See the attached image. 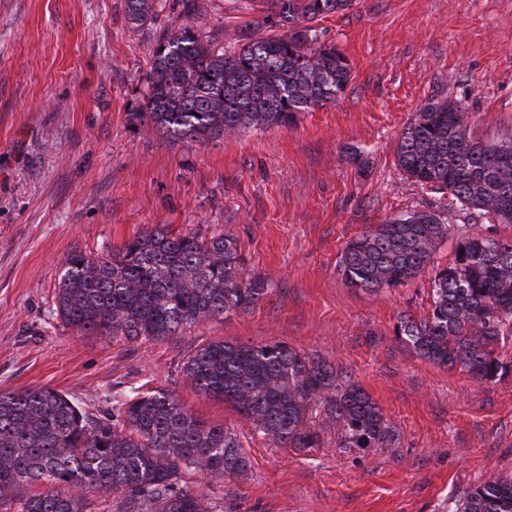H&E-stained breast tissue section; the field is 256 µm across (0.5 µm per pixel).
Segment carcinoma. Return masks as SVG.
<instances>
[{"mask_svg":"<svg viewBox=\"0 0 512 512\" xmlns=\"http://www.w3.org/2000/svg\"><path fill=\"white\" fill-rule=\"evenodd\" d=\"M353 0H275L267 17L288 34L246 43L233 52L212 46L186 23L158 44L145 112L152 133L171 142H208L242 127L287 126L297 114L345 91L347 58L317 42L314 22ZM128 23L153 17V0H126ZM408 178L463 206L512 224V138L473 137L468 115L441 100L424 105L396 149ZM450 225L415 211L349 240L340 266L353 287L378 291L409 282L431 263ZM428 315L400 320L398 336L421 358L461 366L491 379L506 371L497 349L512 338V241L465 235L448 266L436 271ZM267 296L230 235L208 239L142 231L106 255L72 252L63 265L56 313L85 334L130 341L166 339L205 320L248 312ZM197 392L224 400L277 447H323L312 412L341 424L340 447L377 448L393 433L379 406L358 384L283 342L217 341L183 362ZM249 469L237 433L207 426L163 389L137 387L112 398V409L87 411L54 388L0 392V507L17 512H95L93 496L123 495L118 512H216L187 485L197 472L214 478ZM84 490L74 494L71 488ZM460 512H512V476L464 494Z\"/></svg>","mask_w":512,"mask_h":512,"instance_id":"carcinoma-1","label":"carcinoma"}]
</instances>
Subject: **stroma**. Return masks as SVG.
Masks as SVG:
<instances>
[{
    "label": "stroma",
    "mask_w": 512,
    "mask_h": 512,
    "mask_svg": "<svg viewBox=\"0 0 512 512\" xmlns=\"http://www.w3.org/2000/svg\"><path fill=\"white\" fill-rule=\"evenodd\" d=\"M131 28L125 0H0V391L49 387L111 409L150 383L209 424L236 430L245 475L194 488L224 512H456L470 488L512 474V342L507 370L478 381L420 358L396 328L432 306L436 270L458 236L512 241V224L409 179L399 138L426 103L451 100L474 137L512 135V0H354L316 22L349 60V84L288 126L168 142L138 119L155 49L189 23L226 50L273 35L272 0H155ZM413 211L451 226L430 267L376 292L346 284L347 242ZM166 227L234 235L269 284L252 311L164 340L85 335L55 313L73 250L101 255ZM281 341L332 364L390 421L394 442L343 448L319 415L323 447L272 445L223 401L184 380V360L213 341Z\"/></svg>",
    "instance_id": "35a3bbf8"
}]
</instances>
